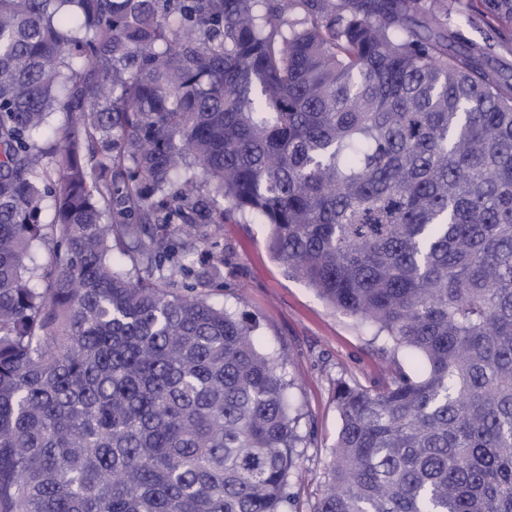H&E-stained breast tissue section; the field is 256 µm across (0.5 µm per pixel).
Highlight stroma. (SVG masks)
Returning <instances> with one entry per match:
<instances>
[{
    "instance_id": "1",
    "label": "stroma",
    "mask_w": 512,
    "mask_h": 512,
    "mask_svg": "<svg viewBox=\"0 0 512 512\" xmlns=\"http://www.w3.org/2000/svg\"><path fill=\"white\" fill-rule=\"evenodd\" d=\"M480 0H468L449 24L458 42L487 50L488 64L512 75V39L500 38L482 14ZM267 225L252 218L224 223L220 235L224 285L207 289V300L252 326L266 352L287 357L284 372L294 411L301 414L297 452L301 478L293 486L292 512H313L327 479L326 462L341 421L337 379L370 385L386 363L416 373L413 356L383 352L382 339L356 317L328 307L302 282L288 277L266 246Z\"/></svg>"
}]
</instances>
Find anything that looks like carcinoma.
<instances>
[{
    "label": "carcinoma",
    "instance_id": "cac0c4a2",
    "mask_svg": "<svg viewBox=\"0 0 512 512\" xmlns=\"http://www.w3.org/2000/svg\"><path fill=\"white\" fill-rule=\"evenodd\" d=\"M453 38L448 0H0V512H288L284 356L202 298L220 256L177 275L233 214L421 365L336 380L313 512H512V84Z\"/></svg>",
    "mask_w": 512,
    "mask_h": 512
}]
</instances>
